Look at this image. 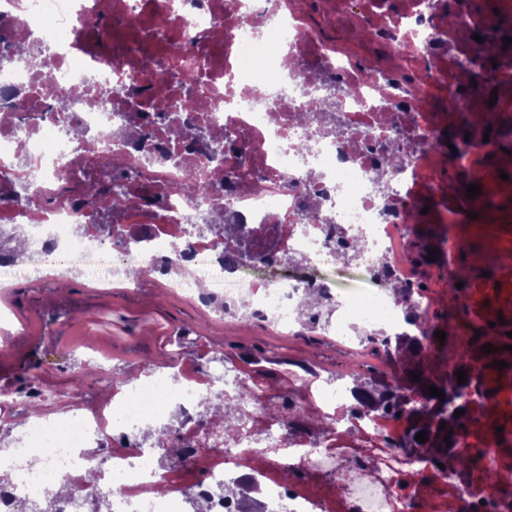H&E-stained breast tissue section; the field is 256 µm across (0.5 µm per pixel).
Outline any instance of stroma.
<instances>
[{
	"mask_svg": "<svg viewBox=\"0 0 512 512\" xmlns=\"http://www.w3.org/2000/svg\"><path fill=\"white\" fill-rule=\"evenodd\" d=\"M459 200V225L465 247L440 269L433 287L437 291L433 307L437 317L434 327L459 330L480 326L475 314L462 315L456 301L448 297V275L464 272L468 282L482 281L496 290L502 281L512 279V235L503 232L512 221V190L499 191L491 209L471 202L464 192L452 196ZM446 193L429 198L428 206L437 222L414 225L412 233L429 247L443 245L448 226L440 217L448 210ZM38 262L23 266L12 284L18 300L11 309L21 321L23 338L16 354L0 364V389L21 385V362L37 364L54 382L71 383L73 367L89 364L93 354L86 348L87 337L99 338L101 349L112 353V376L123 372H141L151 362H163L179 332H187L185 358L195 364L207 361L213 342L224 344L228 357L246 363L253 378L264 379L268 369H280V386L289 388L297 403L305 396L299 378L305 368L335 375L352 374L365 380L376 375L370 357L360 356L338 345L335 339L303 329L289 338L259 323L242 324L228 317L202 313L191 300L164 289L146 285L142 288H110L90 277L73 275L71 291L59 292L54 278H35Z\"/></svg>",
	"mask_w": 512,
	"mask_h": 512,
	"instance_id": "1",
	"label": "stroma"
}]
</instances>
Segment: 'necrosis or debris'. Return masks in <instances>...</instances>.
Segmentation results:
<instances>
[{
    "label": "necrosis or debris",
    "instance_id": "1",
    "mask_svg": "<svg viewBox=\"0 0 512 512\" xmlns=\"http://www.w3.org/2000/svg\"><path fill=\"white\" fill-rule=\"evenodd\" d=\"M497 13L474 16L471 0H0V35L24 57L0 50V239L23 235L42 267L64 278L106 274L113 287L139 283L160 266L166 287L201 308L227 305L243 323L294 335L297 300L323 291L335 318L316 322L351 351L389 365L377 336L412 332L374 283L378 263L402 282L420 270L403 253L410 184L444 171L479 178L495 163L478 141L446 154L424 136L453 130L461 113L487 112L490 92L467 86L444 59L474 45L461 28L495 45ZM81 99L63 105L60 92ZM448 100L447 110L434 106ZM189 99L188 111L171 107ZM223 147L215 156L214 147ZM406 156L385 190L375 180L391 148ZM119 174L123 206L101 227L105 186ZM207 190H183L188 175ZM222 218L234 232L200 242L201 225ZM360 240L356 267L368 287L348 291L317 277L336 265L343 242ZM184 243L172 252V242ZM260 255L302 259L288 277L256 276L238 263L242 244ZM209 352L207 373L174 382L146 369L136 384L112 387L106 364L94 398L36 376L25 390H0V422L15 446L0 460V512L48 497L53 512H241L225 496L256 490L259 512H445L432 488L444 481L459 512H512V498L473 472L440 477L402 448L413 421L370 413L346 378L305 380L310 412L294 425L291 392H240L241 372ZM234 409L237 423L203 421V398ZM279 404L281 418L266 415ZM218 449L220 463L177 496L179 467L157 468L156 452ZM94 473L96 496L52 497L61 480Z\"/></svg>",
    "mask_w": 512,
    "mask_h": 512
}]
</instances>
